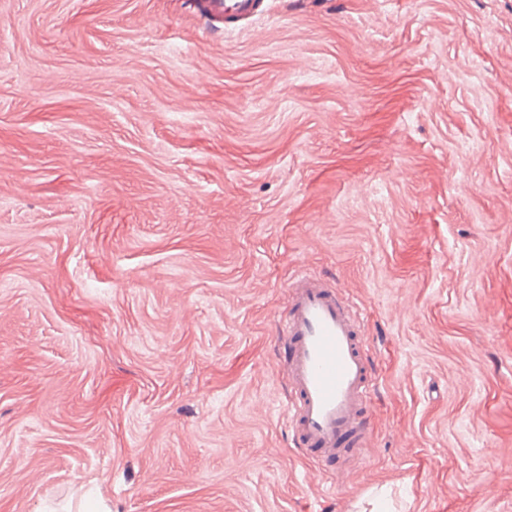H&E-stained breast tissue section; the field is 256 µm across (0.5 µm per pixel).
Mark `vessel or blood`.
Listing matches in <instances>:
<instances>
[{
	"label": "vessel or blood",
	"mask_w": 512,
	"mask_h": 512,
	"mask_svg": "<svg viewBox=\"0 0 512 512\" xmlns=\"http://www.w3.org/2000/svg\"><path fill=\"white\" fill-rule=\"evenodd\" d=\"M208 18L248 24L265 0H195ZM287 312L278 333L285 347L283 373L291 398L288 428L303 453L349 469L364 460L367 412L375 378L359 309L337 289L304 273L288 281Z\"/></svg>",
	"instance_id": "1"
}]
</instances>
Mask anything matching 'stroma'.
Wrapping results in <instances>:
<instances>
[{"label": "stroma", "mask_w": 512, "mask_h": 512, "mask_svg": "<svg viewBox=\"0 0 512 512\" xmlns=\"http://www.w3.org/2000/svg\"><path fill=\"white\" fill-rule=\"evenodd\" d=\"M188 2L0 0V512H512V0ZM302 269L364 310L345 473ZM199 10L208 18L229 24L246 25L265 10V0H194ZM278 333L291 399L288 428L301 452L346 470L364 461L375 378L359 309L322 279L288 281Z\"/></svg>", "instance_id": "obj_1"}]
</instances>
